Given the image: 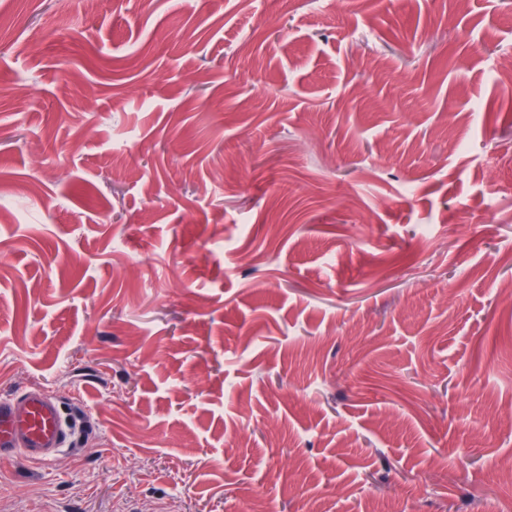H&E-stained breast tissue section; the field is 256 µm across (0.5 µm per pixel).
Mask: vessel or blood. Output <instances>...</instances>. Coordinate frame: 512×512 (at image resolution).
Segmentation results:
<instances>
[{
	"mask_svg": "<svg viewBox=\"0 0 512 512\" xmlns=\"http://www.w3.org/2000/svg\"><path fill=\"white\" fill-rule=\"evenodd\" d=\"M73 432L56 396L32 389L19 396H0V462L21 457L48 465L66 449Z\"/></svg>",
	"mask_w": 512,
	"mask_h": 512,
	"instance_id": "obj_1",
	"label": "vessel or blood"
}]
</instances>
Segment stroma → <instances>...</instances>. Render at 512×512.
<instances>
[{
    "label": "stroma",
    "instance_id": "1",
    "mask_svg": "<svg viewBox=\"0 0 512 512\" xmlns=\"http://www.w3.org/2000/svg\"><path fill=\"white\" fill-rule=\"evenodd\" d=\"M33 387L22 512H512V0H0ZM72 421L64 418L56 396L40 389L17 397L0 396V462L14 458L48 465L69 446Z\"/></svg>",
    "mask_w": 512,
    "mask_h": 512
}]
</instances>
